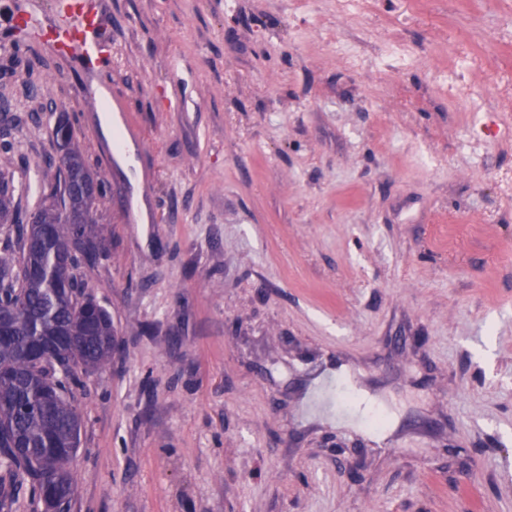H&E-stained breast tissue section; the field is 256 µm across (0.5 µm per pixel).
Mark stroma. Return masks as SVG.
I'll return each instance as SVG.
<instances>
[{"mask_svg":"<svg viewBox=\"0 0 512 512\" xmlns=\"http://www.w3.org/2000/svg\"><path fill=\"white\" fill-rule=\"evenodd\" d=\"M58 2L0 0V172L64 112L111 187L67 512H512V0H91L107 80ZM103 109L101 112V122L104 131L107 134L112 133V126L117 124L116 117L112 114L114 111L120 117V125L122 127V131L124 133L123 141L119 144L118 148L123 151V149L129 147H139L140 144V134L138 131L132 126L130 123L126 112H128L126 105L120 100H113L112 102V112L109 109L107 101L105 99L102 100Z\"/></svg>","mask_w":512,"mask_h":512,"instance_id":"1","label":"stroma"}]
</instances>
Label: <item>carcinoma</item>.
Listing matches in <instances>:
<instances>
[{
    "label": "carcinoma",
    "mask_w": 512,
    "mask_h": 512,
    "mask_svg": "<svg viewBox=\"0 0 512 512\" xmlns=\"http://www.w3.org/2000/svg\"><path fill=\"white\" fill-rule=\"evenodd\" d=\"M57 155L54 176L39 181L37 201L26 215L14 206L10 180L0 176V320L12 327L0 341V467L19 483L0 494V506L28 490L50 512H65L74 493L70 466L81 419L68 400L73 367L97 369L112 361L116 333L110 312L85 292L75 274L83 263L108 255L95 217L107 191L88 165L67 121L51 129ZM48 230L35 241L33 229ZM66 333L53 357L35 362L39 343Z\"/></svg>",
    "instance_id": "obj_1"
}]
</instances>
